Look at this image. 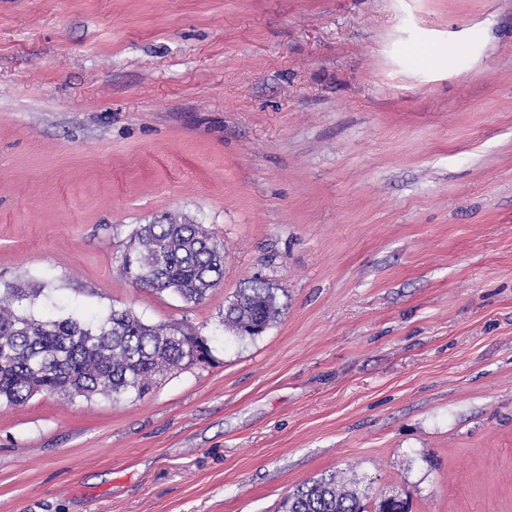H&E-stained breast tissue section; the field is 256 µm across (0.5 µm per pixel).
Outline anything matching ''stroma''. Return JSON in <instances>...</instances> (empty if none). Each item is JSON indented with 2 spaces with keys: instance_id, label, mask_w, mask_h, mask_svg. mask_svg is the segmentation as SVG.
Wrapping results in <instances>:
<instances>
[{
  "instance_id": "obj_1",
  "label": "stroma",
  "mask_w": 512,
  "mask_h": 512,
  "mask_svg": "<svg viewBox=\"0 0 512 512\" xmlns=\"http://www.w3.org/2000/svg\"><path fill=\"white\" fill-rule=\"evenodd\" d=\"M224 244L200 304L136 228ZM282 312L225 329L253 277ZM0 283L181 322L144 397L0 410V512H280L340 472L512 512V0H0ZM134 240L135 249L125 254L120 271L139 288L167 292L197 305L223 276L224 244L200 224L176 219L142 224Z\"/></svg>"
}]
</instances>
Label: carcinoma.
<instances>
[{"label": "carcinoma", "instance_id": "cac0c4a2", "mask_svg": "<svg viewBox=\"0 0 512 512\" xmlns=\"http://www.w3.org/2000/svg\"><path fill=\"white\" fill-rule=\"evenodd\" d=\"M121 274L137 287L167 292L187 305L201 303L223 276L224 244L201 225L176 219L142 224ZM43 288L0 287V407L43 394L87 400L141 398L157 377L186 360L192 333L178 324L149 323L129 308L104 317L23 312L16 304L37 300ZM277 289L255 278L224 307V327L253 338L280 315ZM366 489L336 473L298 484L284 512H369Z\"/></svg>", "mask_w": 512, "mask_h": 512}]
</instances>
